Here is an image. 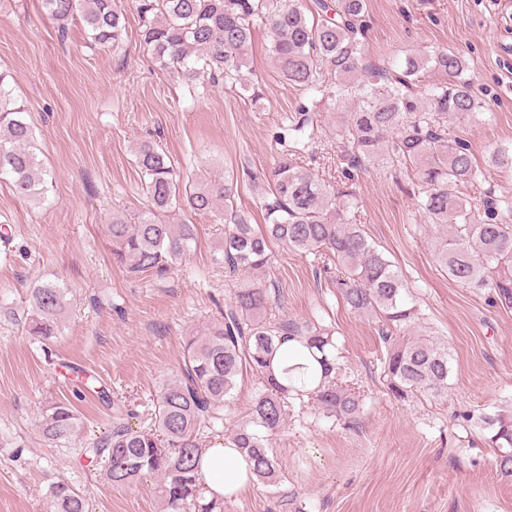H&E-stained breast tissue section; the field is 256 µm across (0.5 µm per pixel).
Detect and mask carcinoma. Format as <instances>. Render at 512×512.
Returning <instances> with one entry per match:
<instances>
[{"label": "carcinoma", "instance_id": "carcinoma-1", "mask_svg": "<svg viewBox=\"0 0 512 512\" xmlns=\"http://www.w3.org/2000/svg\"><path fill=\"white\" fill-rule=\"evenodd\" d=\"M140 37L161 66L198 94L219 80L248 89L244 69L255 25L269 34V53L281 76L320 101L354 104L349 119L336 129V158L345 181L327 184L295 161L319 139L315 114L301 107L285 115L294 146L262 172L243 170L259 198V227L234 203L238 178L205 179L180 189L175 167L163 149L142 143L135 162L146 191V210L130 224L112 216L107 225L113 259L130 274H163L180 263L196 241L197 226L172 224L173 208L210 215L224 222L221 251L226 277L235 281L224 316L183 345V370L159 391L153 426L135 429L119 418L92 440L83 455L116 488L130 487L146 475L156 477L154 493L161 512H224V502H203L197 488L205 451V430H213L215 411L233 397L238 380L253 375L260 390L248 419L226 437L230 448L244 451L256 481L278 486L281 474L268 448L269 437L285 421L289 400L306 387V367L270 371L272 356L295 336L307 349L329 353L320 359L324 376L305 391L327 418L354 426L362 410L359 396L338 384L339 353L334 330L310 321L269 316L271 296L258 276L271 265V243L317 257L335 267V286L357 314L382 323L388 345L384 372L392 395L408 397L416 388L448 396V349L421 333L401 336L419 319L410 291L387 255L365 235L351 211L352 171L392 164L412 177L413 192L435 236L439 266L458 284L489 290L493 300L512 308V202L485 192L484 216L458 195L459 187L477 186L483 171L468 142L449 140L448 118L479 115L480 102L465 76L462 57L453 52L410 57L405 68L364 63L366 0H135ZM45 15L67 34V23L80 15L94 45L121 48L126 34L120 0H42ZM437 72L442 81L426 80ZM24 106L0 72V177L39 204L47 170L38 160L35 132ZM67 310L65 291L46 283L33 288L22 318L31 335L48 340L59 332ZM498 448L497 466L512 477V411L501 409L480 418ZM80 427V415L68 400L46 407L42 441L57 447ZM46 512H89V502L65 480L52 483Z\"/></svg>", "mask_w": 512, "mask_h": 512}]
</instances>
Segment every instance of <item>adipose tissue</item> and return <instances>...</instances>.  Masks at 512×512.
Instances as JSON below:
<instances>
[{
	"mask_svg": "<svg viewBox=\"0 0 512 512\" xmlns=\"http://www.w3.org/2000/svg\"><path fill=\"white\" fill-rule=\"evenodd\" d=\"M256 481L248 456L237 448L217 443L207 449L199 471L205 500H236L248 494Z\"/></svg>",
	"mask_w": 512,
	"mask_h": 512,
	"instance_id": "obj_1",
	"label": "adipose tissue"
}]
</instances>
